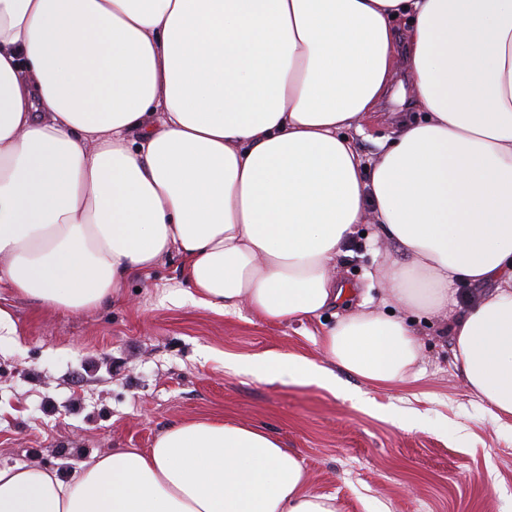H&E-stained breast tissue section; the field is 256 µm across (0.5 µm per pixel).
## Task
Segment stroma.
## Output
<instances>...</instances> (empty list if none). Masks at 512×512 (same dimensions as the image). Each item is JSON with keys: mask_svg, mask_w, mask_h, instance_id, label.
Returning <instances> with one entry per match:
<instances>
[{"mask_svg": "<svg viewBox=\"0 0 512 512\" xmlns=\"http://www.w3.org/2000/svg\"><path fill=\"white\" fill-rule=\"evenodd\" d=\"M402 113H419L403 68L356 136L366 159ZM375 233L363 225L336 275L376 299L370 275L396 248ZM190 290L172 254L97 309L41 311L10 298L19 333L0 341V465L72 480L112 449L151 447L173 423L222 418L297 452L310 489L336 496L341 512H512V430L467 389L441 320L413 323L420 378L381 387L337 367L331 390L266 363L279 353L324 365L322 319L219 313L193 304Z\"/></svg>", "mask_w": 512, "mask_h": 512, "instance_id": "stroma-1", "label": "stroma"}]
</instances>
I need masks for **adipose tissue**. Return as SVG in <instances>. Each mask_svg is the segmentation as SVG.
I'll use <instances>...</instances> for the list:
<instances>
[{"mask_svg":"<svg viewBox=\"0 0 512 512\" xmlns=\"http://www.w3.org/2000/svg\"><path fill=\"white\" fill-rule=\"evenodd\" d=\"M424 115L366 167L354 132L390 87L395 18ZM398 257L341 312L360 225ZM178 254L194 303L282 324L332 313L330 365L392 385L453 316L468 389L512 427V0H0V287L39 307L112 302ZM0 512H340L260 428L192 419L70 482L0 465Z\"/></svg>","mask_w":512,"mask_h":512,"instance_id":"obj_1","label":"adipose tissue"}]
</instances>
